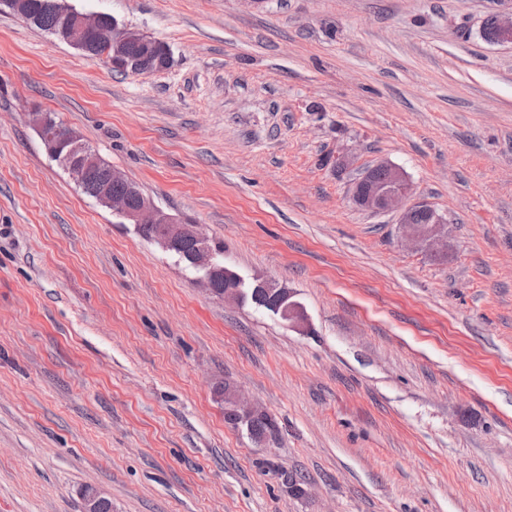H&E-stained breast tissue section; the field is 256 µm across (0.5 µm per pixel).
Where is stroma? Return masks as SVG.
<instances>
[{
	"label": "stroma",
	"instance_id": "obj_1",
	"mask_svg": "<svg viewBox=\"0 0 512 512\" xmlns=\"http://www.w3.org/2000/svg\"><path fill=\"white\" fill-rule=\"evenodd\" d=\"M163 42L120 75L0 10V512H512V0H65ZM51 113L283 282L295 328L82 194ZM400 167L444 254L352 200ZM278 425L224 420L223 382ZM302 476L290 492L285 474Z\"/></svg>",
	"mask_w": 512,
	"mask_h": 512
}]
</instances>
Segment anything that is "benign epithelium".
<instances>
[{
  "mask_svg": "<svg viewBox=\"0 0 512 512\" xmlns=\"http://www.w3.org/2000/svg\"><path fill=\"white\" fill-rule=\"evenodd\" d=\"M63 25L61 27L62 38L73 47L88 51L93 43L108 44L115 48V53L110 59L114 67L122 68L130 73L143 74L160 71L166 68L164 64L154 66L144 65L139 60L126 58L123 49L126 44L135 42L146 51L161 46V42L149 38L136 29L119 26L117 21L104 24L98 15H89L73 9L61 11ZM497 35L493 41L497 43H512V16L502 19L495 18ZM35 124L43 141L56 151L66 150L71 158V172L75 180H82L89 173L99 168L96 155L84 151L83 145L76 142L67 127L51 121V114L42 113L36 115ZM383 168L388 171L387 180L383 183L372 182V171ZM126 177L117 169L108 167L103 177L98 182V200L112 213L118 214L133 224H160L164 229L157 242L165 250L179 240H189L195 243V251L192 255L193 267L201 273L199 281L211 289V282L215 276L224 271L225 267L218 264L214 250L208 237L199 230L197 224H183L161 209L154 206L151 201L141 198L138 205L133 206L130 200L112 195V183L124 181ZM366 183L368 189L360 192L353 190L354 203L364 209L373 212H384L396 206L404 207L400 224L405 240L413 244H427L433 246L438 233L445 224V220L424 199L408 202L411 194L410 185L402 169L381 161L364 170L358 178L357 184ZM418 210L427 214V220L423 224H415L412 215ZM253 288H264L274 298L273 314L282 320L300 325L305 320L303 308L295 301L284 285L267 278H256L251 284ZM248 291L242 281L233 271H228V279L224 291L216 294V297L224 300L233 299L243 301L247 298ZM232 399L237 413L240 416L238 423L244 424L249 419L265 414V411L247 406L241 402L237 393H232ZM82 512H101V506L112 504V499L104 491L94 486H87L82 491Z\"/></svg>",
  "mask_w": 512,
  "mask_h": 512,
  "instance_id": "obj_1",
  "label": "benign epithelium"
}]
</instances>
